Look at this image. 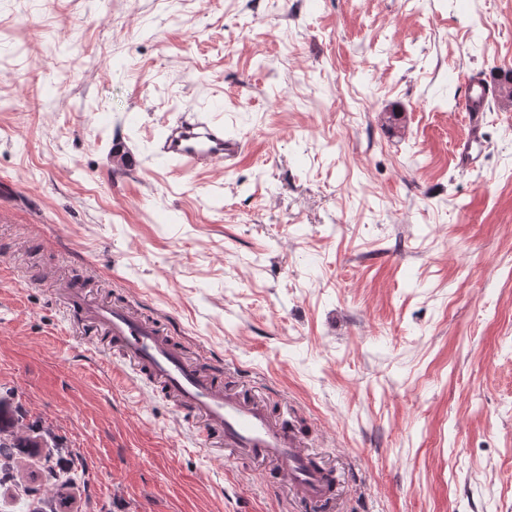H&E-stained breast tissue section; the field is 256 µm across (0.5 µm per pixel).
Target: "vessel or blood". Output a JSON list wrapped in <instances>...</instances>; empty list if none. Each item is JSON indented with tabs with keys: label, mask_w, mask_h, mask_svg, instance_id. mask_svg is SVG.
<instances>
[{
	"label": "vessel or blood",
	"mask_w": 512,
	"mask_h": 512,
	"mask_svg": "<svg viewBox=\"0 0 512 512\" xmlns=\"http://www.w3.org/2000/svg\"><path fill=\"white\" fill-rule=\"evenodd\" d=\"M495 92V82L484 74L466 80L461 89L460 107L471 135L457 147L460 168H473L479 159L474 146L481 141L484 114ZM156 151L180 169L193 171L237 158L241 145L225 139L223 124L193 112L166 124ZM60 290L72 326L85 338L105 340L108 348L116 349L133 379L164 395L193 422L205 446L273 462L299 501L316 504L335 494L329 474L308 451L306 436L280 424L262 400L225 389L223 378L190 358L157 317L137 312L122 300H92L85 290L66 284Z\"/></svg>",
	"instance_id": "obj_1"
}]
</instances>
